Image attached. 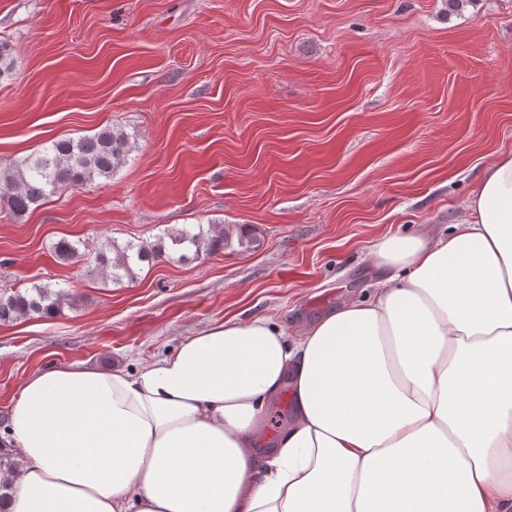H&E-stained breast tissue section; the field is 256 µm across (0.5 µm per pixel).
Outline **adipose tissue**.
Returning <instances> with one entry per match:
<instances>
[{"instance_id": "1", "label": "adipose tissue", "mask_w": 512, "mask_h": 512, "mask_svg": "<svg viewBox=\"0 0 512 512\" xmlns=\"http://www.w3.org/2000/svg\"><path fill=\"white\" fill-rule=\"evenodd\" d=\"M373 257L372 295L301 336L228 318L133 370L31 376L0 512H512V153L447 234Z\"/></svg>"}]
</instances>
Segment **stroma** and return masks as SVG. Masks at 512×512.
Here are the masks:
<instances>
[{"instance_id": "35a3bbf8", "label": "stroma", "mask_w": 512, "mask_h": 512, "mask_svg": "<svg viewBox=\"0 0 512 512\" xmlns=\"http://www.w3.org/2000/svg\"><path fill=\"white\" fill-rule=\"evenodd\" d=\"M0 40V167L107 126L135 144L111 179L0 210V289L72 296L0 324V429L52 365L131 370L234 316L301 335L371 293L378 238L447 233L512 152V0H0ZM208 224L260 245L119 283L52 251Z\"/></svg>"}]
</instances>
